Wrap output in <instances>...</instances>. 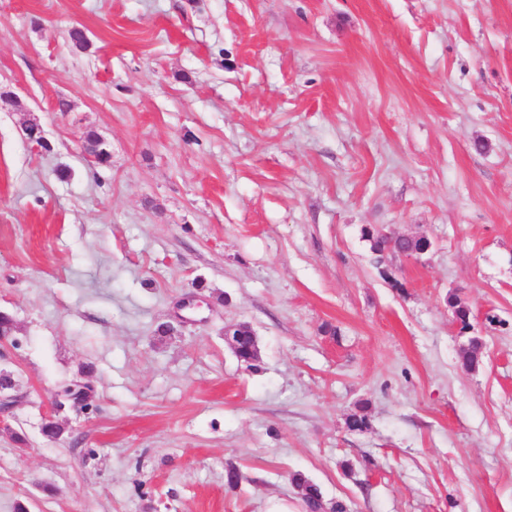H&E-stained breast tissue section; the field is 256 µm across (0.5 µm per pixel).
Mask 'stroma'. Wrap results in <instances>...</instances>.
<instances>
[{
  "mask_svg": "<svg viewBox=\"0 0 512 512\" xmlns=\"http://www.w3.org/2000/svg\"><path fill=\"white\" fill-rule=\"evenodd\" d=\"M0 312V512H512V0H0ZM292 480L295 486L301 490L300 497L307 512H319L324 509L322 493L317 484L312 483L301 473H295Z\"/></svg>",
  "mask_w": 512,
  "mask_h": 512,
  "instance_id": "obj_1",
  "label": "stroma"
}]
</instances>
